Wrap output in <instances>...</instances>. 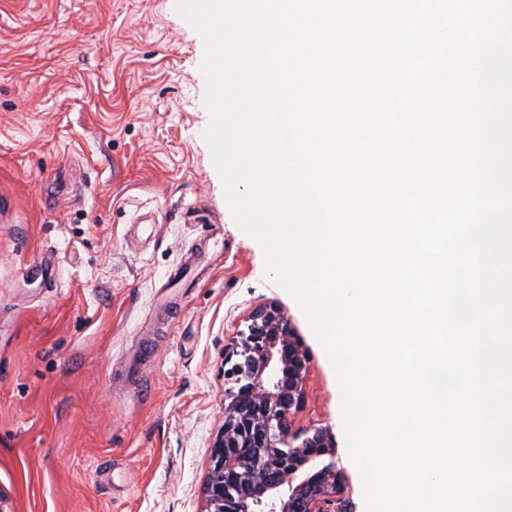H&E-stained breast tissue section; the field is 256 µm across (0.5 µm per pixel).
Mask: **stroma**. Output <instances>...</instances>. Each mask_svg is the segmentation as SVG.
Here are the masks:
<instances>
[{
    "instance_id": "1",
    "label": "stroma",
    "mask_w": 512,
    "mask_h": 512,
    "mask_svg": "<svg viewBox=\"0 0 512 512\" xmlns=\"http://www.w3.org/2000/svg\"><path fill=\"white\" fill-rule=\"evenodd\" d=\"M204 51L172 0H0V512H204L224 347L268 302L367 512L333 363L225 201Z\"/></svg>"
}]
</instances>
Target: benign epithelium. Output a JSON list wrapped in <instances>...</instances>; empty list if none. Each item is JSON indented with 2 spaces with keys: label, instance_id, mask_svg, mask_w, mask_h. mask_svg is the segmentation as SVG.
Segmentation results:
<instances>
[{
  "label": "benign epithelium",
  "instance_id": "7a95c632",
  "mask_svg": "<svg viewBox=\"0 0 512 512\" xmlns=\"http://www.w3.org/2000/svg\"><path fill=\"white\" fill-rule=\"evenodd\" d=\"M311 355L274 303L224 349V424L203 485L206 512H350L346 473L323 427L297 429Z\"/></svg>",
  "mask_w": 512,
  "mask_h": 512
}]
</instances>
